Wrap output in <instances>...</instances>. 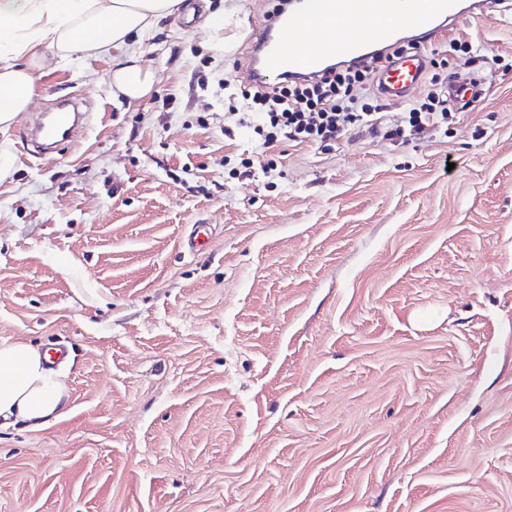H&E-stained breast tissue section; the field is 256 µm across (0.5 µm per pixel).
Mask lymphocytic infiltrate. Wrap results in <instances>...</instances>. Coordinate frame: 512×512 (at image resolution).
I'll list each match as a JSON object with an SVG mask.
<instances>
[{"label": "lymphocytic infiltrate", "instance_id": "f902f5d3", "mask_svg": "<svg viewBox=\"0 0 512 512\" xmlns=\"http://www.w3.org/2000/svg\"><path fill=\"white\" fill-rule=\"evenodd\" d=\"M384 62L375 57L358 67L330 68L305 82L257 85L245 92L243 103L231 107L226 118L240 127H253L261 151L288 140L298 144L333 141L362 127L380 132L381 106L371 87ZM450 113L435 86H427L410 110V134L447 123Z\"/></svg>", "mask_w": 512, "mask_h": 512}]
</instances>
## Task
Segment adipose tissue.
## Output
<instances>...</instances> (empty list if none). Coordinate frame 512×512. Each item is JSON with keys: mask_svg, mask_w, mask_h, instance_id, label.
Wrapping results in <instances>:
<instances>
[{"mask_svg": "<svg viewBox=\"0 0 512 512\" xmlns=\"http://www.w3.org/2000/svg\"><path fill=\"white\" fill-rule=\"evenodd\" d=\"M183 0H0V131L13 126L37 95V79L72 54L110 58L114 96L136 101L153 86L140 45ZM93 39H84V31ZM68 401L62 369L32 344L0 343V421L42 428Z\"/></svg>", "mask_w": 512, "mask_h": 512, "instance_id": "adipose-tissue-1", "label": "adipose tissue"}]
</instances>
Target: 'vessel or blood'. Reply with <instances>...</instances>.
<instances>
[{"mask_svg":"<svg viewBox=\"0 0 512 512\" xmlns=\"http://www.w3.org/2000/svg\"><path fill=\"white\" fill-rule=\"evenodd\" d=\"M475 9L471 0H301L294 11L279 12L255 29L249 76L258 83L274 75L303 81L321 75L333 60L359 65L366 48L388 43L398 32H419L425 43L467 22ZM352 18L362 27L356 38L340 32ZM424 66L420 56L395 62L378 77L379 92L391 99L409 96L421 85ZM76 112L72 101H60L53 121L37 130L43 149L70 139Z\"/></svg>","mask_w":512,"mask_h":512,"instance_id":"b4317fda","label":"vessel or blood"}]
</instances>
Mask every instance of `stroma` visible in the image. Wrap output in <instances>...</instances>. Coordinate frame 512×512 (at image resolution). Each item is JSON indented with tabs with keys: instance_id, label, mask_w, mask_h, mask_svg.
<instances>
[{
	"instance_id": "35a3bbf8",
	"label": "stroma",
	"mask_w": 512,
	"mask_h": 512,
	"mask_svg": "<svg viewBox=\"0 0 512 512\" xmlns=\"http://www.w3.org/2000/svg\"><path fill=\"white\" fill-rule=\"evenodd\" d=\"M278 5L186 0L148 96L75 58L0 133V343L64 350L69 392L0 425V512H512V0L457 28L484 61L448 125L283 141L266 174L224 114ZM67 94L87 124L30 157ZM210 41L215 45H224V7L205 15L200 24Z\"/></svg>"
}]
</instances>
